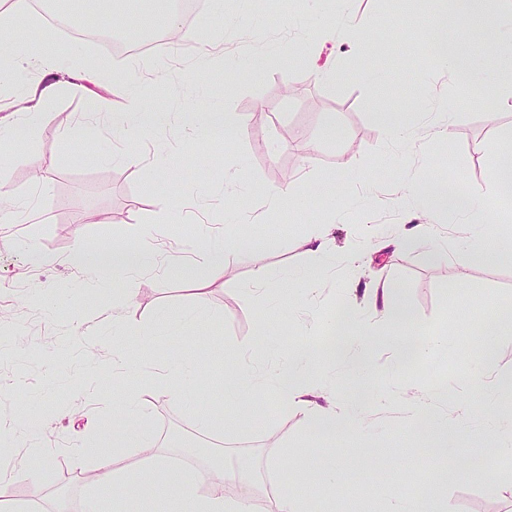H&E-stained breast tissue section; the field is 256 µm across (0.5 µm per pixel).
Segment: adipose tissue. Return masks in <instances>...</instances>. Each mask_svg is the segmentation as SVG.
I'll use <instances>...</instances> for the list:
<instances>
[{
    "instance_id": "1",
    "label": "adipose tissue",
    "mask_w": 512,
    "mask_h": 512,
    "mask_svg": "<svg viewBox=\"0 0 512 512\" xmlns=\"http://www.w3.org/2000/svg\"><path fill=\"white\" fill-rule=\"evenodd\" d=\"M479 2L450 0L448 7L432 14L437 61L463 84L475 80L491 60L502 55L512 57V10L492 16L479 10ZM463 26L491 33L492 40L484 58L474 57L458 41L456 32ZM24 47L42 71L40 81L31 90L36 104L20 120L21 126L31 127L49 115L45 103L58 89V71L64 67H74L75 61L44 51L33 41L25 42ZM86 79L96 84L109 83L112 95L125 100L119 108L113 107L110 98L100 102L99 109L107 116L114 137L132 139L157 126V112L136 93L137 78L127 76L113 79L109 62L102 60L87 74ZM425 194L435 211L460 215L472 222L490 223V203L512 196V149L502 153L497 177L491 182L484 199L453 196L432 184L426 187ZM181 249L191 263L203 271L202 277L193 282L196 290L206 291L211 284L223 280L227 271L223 249L194 239L184 240ZM160 256V251L146 241L137 245L108 242L95 246L81 242L72 249L69 261L76 267L93 269L98 281L103 282L111 278H136L151 272L157 267ZM225 389L245 411L249 410L255 394L274 393L288 408L303 412L308 422L317 425L328 436L339 431L357 436L360 411L379 405L375 399H364L355 405L342 407L324 406L316 402V382L309 371L307 358L301 352L289 364L268 375L236 371L227 377ZM489 390L487 413L490 421L484 440L501 453L507 444L512 443V412L505 414L501 411L504 403L512 404V372L496 375ZM452 395V389L443 387L433 395L421 391L412 396V425L427 441L429 461L437 471L439 481L424 484L420 492L406 497L399 512H439L442 481L478 474L477 469L459 467L458 436L435 412L430 402L434 396L445 401ZM133 445V440L124 434L113 433L112 453L103 452L97 456L96 486L108 489L121 486L127 497L162 501L163 512H256L254 483L248 472L241 470L237 474H230L219 461L210 463L206 471L191 472L154 453L147 458L142 479L128 481L116 462L122 449ZM229 481L235 482L238 488L232 496L224 493V485Z\"/></svg>"
}]
</instances>
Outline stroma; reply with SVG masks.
Returning a JSON list of instances; mask_svg holds the SVG:
<instances>
[{
  "label": "stroma",
  "instance_id": "stroma-1",
  "mask_svg": "<svg viewBox=\"0 0 512 512\" xmlns=\"http://www.w3.org/2000/svg\"><path fill=\"white\" fill-rule=\"evenodd\" d=\"M431 9L430 0H266L255 14L247 0H224L220 12L209 2L189 37L172 35L148 59L111 61L115 76L141 79L143 98L170 113L169 125L126 141L106 129L99 139L74 144L68 127L92 112L108 87L91 84L82 91L64 84L48 106L49 120L0 145L8 160L7 190L17 199H37L34 213L0 222V437L22 435L38 448L34 454L11 448L0 467L14 476L10 495L22 512H82L95 491L89 479L94 455L111 450L112 415L131 396L152 406L154 415L145 425L127 421L128 436L152 433L158 453L179 461L199 448L222 450L225 465L301 493L310 512H389L396 498L434 480L423 440L410 427L415 387L452 385L459 401L445 412L467 435L461 455L477 445L483 391L474 374L484 348H497V370L512 371V335L485 333L499 313L512 309V261L460 262L470 237L484 235V227L466 229L455 218L432 216L413 189L433 180L481 196L498 152L512 145V84H501L494 63L465 91L435 69ZM347 14L362 28L364 43L341 34L338 20ZM29 32L66 58L76 50L86 62L104 55L91 41L72 49L32 10L14 14L11 30L0 33V55ZM313 35L334 50L338 78L325 79L291 60L298 43ZM488 82L498 84L497 97L471 109L469 100ZM198 100L238 113L239 135L195 138L184 115ZM427 104L454 112L447 137L431 135ZM406 117L418 128L416 141L386 147L387 121ZM114 149L143 155L146 163L110 159ZM15 153L35 157L37 166L11 163ZM235 167L243 174L240 196L252 221L227 225L225 176ZM281 186L290 202L275 210L266 192ZM331 209L336 262L319 272L315 295L298 291L279 303L244 290L257 267H309L303 240L309 225L326 221ZM432 223L436 235L409 248H387L402 225ZM144 228L162 252L164 270L98 285L92 272L67 261L76 242L133 244ZM189 235L234 241L223 283L209 290L211 319L184 337L167 326L171 315L195 305L192 282L201 271L177 245ZM256 241L262 251L253 249ZM42 252L58 255V263L40 264ZM126 288L134 291L127 311L118 304ZM382 288L392 289L413 327L447 337V345L414 368L398 366L390 339L402 329L386 322L374 302ZM350 308L370 347L364 373L323 351L326 322ZM121 313L132 334L113 335V318ZM138 327L153 331L151 347H142ZM301 345L317 367L320 387L337 386V404L360 394L388 401V409L369 417L360 439L322 440L301 413L266 393L253 398L260 418L201 426L202 413L234 410L224 380L240 368L242 350L253 351L255 367L265 369ZM116 349L126 353L127 370L113 369ZM172 361L194 367L182 397L168 395L151 376ZM332 454L358 463L336 486L312 471ZM488 466L487 477L449 481L442 512H512V455L490 457ZM98 494L101 512L142 507L118 490Z\"/></svg>",
  "mask_w": 512,
  "mask_h": 512
}]
</instances>
